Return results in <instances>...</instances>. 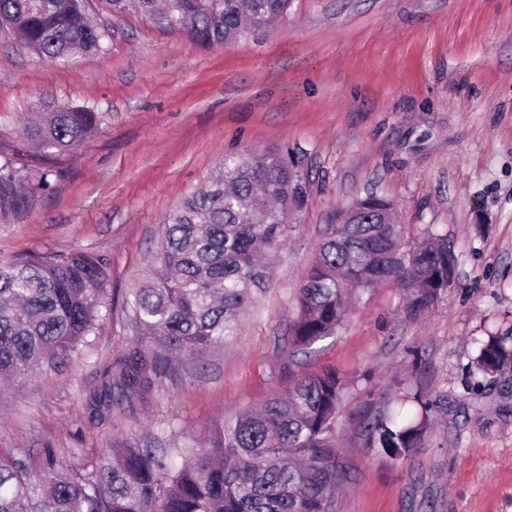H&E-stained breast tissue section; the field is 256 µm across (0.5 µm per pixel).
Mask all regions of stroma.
<instances>
[{
  "label": "stroma",
  "instance_id": "1",
  "mask_svg": "<svg viewBox=\"0 0 512 512\" xmlns=\"http://www.w3.org/2000/svg\"><path fill=\"white\" fill-rule=\"evenodd\" d=\"M87 9L109 27L93 56L45 62L0 33V140H17L44 99L101 116L50 188L0 223V262L94 253L112 313L65 366L0 393V454L37 482L50 456L78 463L123 439L177 449L332 369L344 383L334 441L351 473L336 512H512V356L491 376L473 365L488 337L512 340V0H291L276 25L211 49L104 0ZM246 149L289 150L311 181L255 306L223 347L95 420L89 396L133 339L123 300L162 224ZM370 192L393 202L404 244L447 238L456 284L418 318L395 285L374 288L333 336L289 355L301 271ZM414 394L434 410L396 461L364 423Z\"/></svg>",
  "mask_w": 512,
  "mask_h": 512
}]
</instances>
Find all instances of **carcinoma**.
<instances>
[{
  "label": "carcinoma",
  "instance_id": "carcinoma-1",
  "mask_svg": "<svg viewBox=\"0 0 512 512\" xmlns=\"http://www.w3.org/2000/svg\"><path fill=\"white\" fill-rule=\"evenodd\" d=\"M289 2L138 0V7L210 48L275 25ZM0 26L47 61L98 53L109 36L90 20L86 0H0ZM99 122L88 106L42 105L22 129L33 150L0 143L1 222L51 186L61 156ZM308 197L300 162L282 150L227 155L204 187L185 196L162 225L152 270L124 302L135 339L102 367L89 398L94 416L143 395L171 362L224 345L270 275L265 254L285 246L290 218ZM382 211L393 204L368 195L356 203L354 223L327 233L302 273L288 348L333 335L352 292L394 283L407 313L418 316L454 287L448 268L457 257L447 239L433 234L404 249L401 225L379 223ZM108 283L105 262L85 251L0 262V378L20 383L76 354L102 325ZM508 355L505 340L490 336L474 366L490 375ZM342 391L332 371L305 376L286 395L208 432L179 464L165 448L121 441L82 463L49 459L47 477L35 484L24 460L0 455V512H336V490L350 479L333 441ZM424 423L390 414L365 431L397 460Z\"/></svg>",
  "mask_w": 512,
  "mask_h": 512
}]
</instances>
